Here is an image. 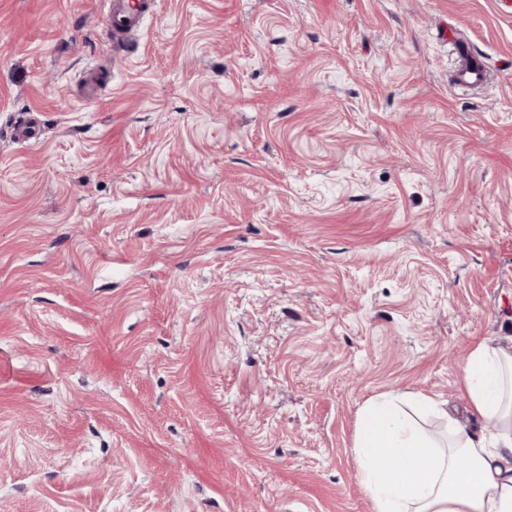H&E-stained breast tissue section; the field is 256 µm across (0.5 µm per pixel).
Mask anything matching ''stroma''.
Returning <instances> with one entry per match:
<instances>
[{
  "label": "stroma",
  "mask_w": 512,
  "mask_h": 512,
  "mask_svg": "<svg viewBox=\"0 0 512 512\" xmlns=\"http://www.w3.org/2000/svg\"><path fill=\"white\" fill-rule=\"evenodd\" d=\"M105 9L0 0V512H373L362 409L512 344V0ZM106 11V30L111 37L117 32L127 38L135 35L143 20L154 11L156 0H108ZM472 64H463L452 77L453 84L461 87H481L488 81L489 74L485 62L478 57H472Z\"/></svg>",
  "instance_id": "35a3bbf8"
}]
</instances>
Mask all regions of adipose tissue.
<instances>
[{
    "mask_svg": "<svg viewBox=\"0 0 512 512\" xmlns=\"http://www.w3.org/2000/svg\"><path fill=\"white\" fill-rule=\"evenodd\" d=\"M463 388L493 435L457 425L442 444L395 401L363 410L354 452L375 512H512V350L477 345Z\"/></svg>",
    "mask_w": 512,
    "mask_h": 512,
    "instance_id": "obj_1",
    "label": "adipose tissue"
}]
</instances>
